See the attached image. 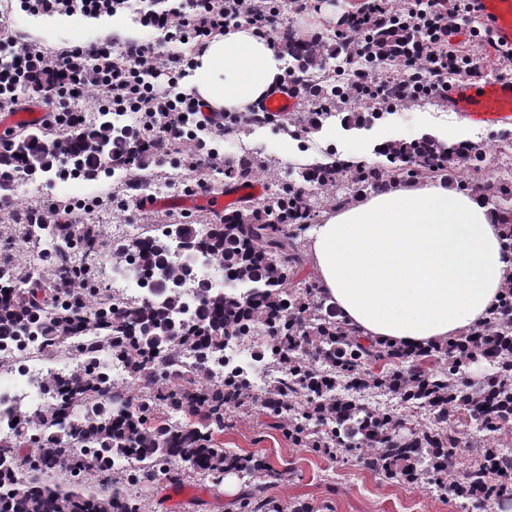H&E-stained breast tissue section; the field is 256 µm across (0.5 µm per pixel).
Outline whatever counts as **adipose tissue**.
<instances>
[{
  "mask_svg": "<svg viewBox=\"0 0 512 512\" xmlns=\"http://www.w3.org/2000/svg\"><path fill=\"white\" fill-rule=\"evenodd\" d=\"M193 95L217 112L252 111L285 77L272 39L229 26L190 60ZM500 218L481 195L399 182L325 214L309 231L316 278L361 335L425 348L484 321L512 278Z\"/></svg>",
  "mask_w": 512,
  "mask_h": 512,
  "instance_id": "adipose-tissue-1",
  "label": "adipose tissue"
}]
</instances>
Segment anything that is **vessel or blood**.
Instances as JSON below:
<instances>
[{
  "label": "vessel or blood",
  "instance_id": "b4317fda",
  "mask_svg": "<svg viewBox=\"0 0 512 512\" xmlns=\"http://www.w3.org/2000/svg\"><path fill=\"white\" fill-rule=\"evenodd\" d=\"M471 13L483 24L486 39L499 53L512 52V0H470ZM449 109L485 123L512 120V78L481 84L460 79L443 98Z\"/></svg>",
  "mask_w": 512,
  "mask_h": 512
}]
</instances>
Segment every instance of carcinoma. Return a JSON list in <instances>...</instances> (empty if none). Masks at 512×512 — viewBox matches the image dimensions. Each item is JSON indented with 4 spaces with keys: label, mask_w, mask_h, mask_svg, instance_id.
<instances>
[{
    "label": "carcinoma",
    "mask_w": 512,
    "mask_h": 512,
    "mask_svg": "<svg viewBox=\"0 0 512 512\" xmlns=\"http://www.w3.org/2000/svg\"><path fill=\"white\" fill-rule=\"evenodd\" d=\"M389 21L368 32L373 50L362 72L374 76L386 69L404 70L405 56L417 40L415 30ZM282 50L297 69L310 76L325 68L323 38L302 41L284 30ZM351 81L336 74L325 85L308 87L315 100L345 98ZM331 118L310 112L300 118L308 133ZM384 164L330 161L300 168L294 177L276 183L275 207L259 214L236 210L208 225L163 224L160 233L121 246L116 262L132 260L155 280L157 298L114 311L106 303L90 304L94 292L71 276L69 250L79 246L94 262L104 246L98 224H62L53 212L39 211L28 223L59 239L43 254L39 267L22 270L9 259L0 280V339L26 333L37 337L42 355L53 360L77 337L85 362L66 377L52 372L45 387L53 393L49 406L32 411L17 404L18 419L0 438V512H137L126 487L150 486L161 463L168 479L179 481L184 468L216 480L224 474L248 479L241 512H281L268 490L291 476L251 454L228 451L215 435L224 432V414L232 409H258L274 421L289 442L338 458L354 452L360 464L387 480L412 482L421 474L434 486L460 491L461 508L486 506L512 497V455L498 448L512 434V279L483 324L446 344L427 349L366 341L328 303L318 282L299 277L305 244L314 221V201L304 190L309 183L328 190L327 202L339 210L357 197L378 192L397 181H416L467 169L474 179L461 191L495 199L505 246L512 251V171L500 178L482 175L486 147L482 142L447 145L425 135L377 149ZM147 169L159 163L152 142L132 126L117 128L110 120L82 127L66 138H53L34 128L23 137L0 142V176L34 178L51 170L58 176L81 174L94 179L124 166ZM251 161L224 169V178L242 184ZM195 246L194 252L224 273L229 285L246 291L213 292L202 288L197 316L177 321L184 309L180 284L190 277L183 263H169L173 240ZM254 324L266 328L257 344L258 358L280 366L283 377L265 392H254L251 376L239 369L215 379L212 358L228 343L249 335ZM184 352L196 363H182ZM122 359L133 381V396L107 374V362ZM485 362L490 372L474 385L466 378L470 365ZM341 385L358 390H385L403 407H425L429 423L420 426L394 411H378L338 392ZM36 440L37 463L15 484L11 471L17 449ZM483 449L480 459L462 472L449 474L455 451ZM136 457L141 468L129 478L122 460ZM83 470L77 484L48 480L69 464Z\"/></svg>",
    "instance_id": "obj_1"
}]
</instances>
